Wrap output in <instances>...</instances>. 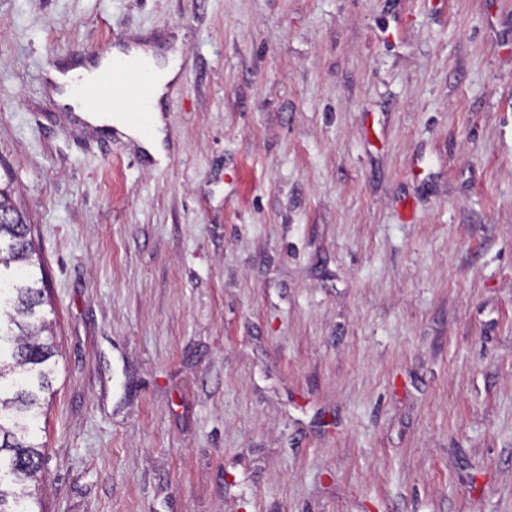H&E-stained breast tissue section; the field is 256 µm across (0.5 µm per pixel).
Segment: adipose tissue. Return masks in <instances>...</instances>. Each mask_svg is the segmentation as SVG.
Here are the masks:
<instances>
[{
    "label": "adipose tissue",
    "instance_id": "adipose-tissue-1",
    "mask_svg": "<svg viewBox=\"0 0 512 512\" xmlns=\"http://www.w3.org/2000/svg\"><path fill=\"white\" fill-rule=\"evenodd\" d=\"M134 60L146 73L152 85V98L150 108L152 112V130L149 134H142L140 129L129 126L122 118L120 112H84L83 118L93 125H111L127 134L140 143L150 154H157L164 148L166 130L160 114L159 103L167 91L168 85L173 82L179 73L180 59L178 55L168 54L161 58L155 55L151 47L133 45L128 50L113 49L102 61V67H110L113 63L124 60Z\"/></svg>",
    "mask_w": 512,
    "mask_h": 512
}]
</instances>
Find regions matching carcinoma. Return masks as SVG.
Wrapping results in <instances>:
<instances>
[{"label": "carcinoma", "mask_w": 512, "mask_h": 512, "mask_svg": "<svg viewBox=\"0 0 512 512\" xmlns=\"http://www.w3.org/2000/svg\"><path fill=\"white\" fill-rule=\"evenodd\" d=\"M25 217L0 189V512H34L30 484L40 480L45 445L39 420L53 396L48 338L42 307L44 277Z\"/></svg>", "instance_id": "cac0c4a2"}]
</instances>
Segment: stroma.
Listing matches in <instances>:
<instances>
[{
    "label": "stroma",
    "mask_w": 512,
    "mask_h": 512,
    "mask_svg": "<svg viewBox=\"0 0 512 512\" xmlns=\"http://www.w3.org/2000/svg\"><path fill=\"white\" fill-rule=\"evenodd\" d=\"M132 44L158 166L48 77ZM0 182L42 512H512V0H0Z\"/></svg>",
    "instance_id": "35a3bbf8"
}]
</instances>
